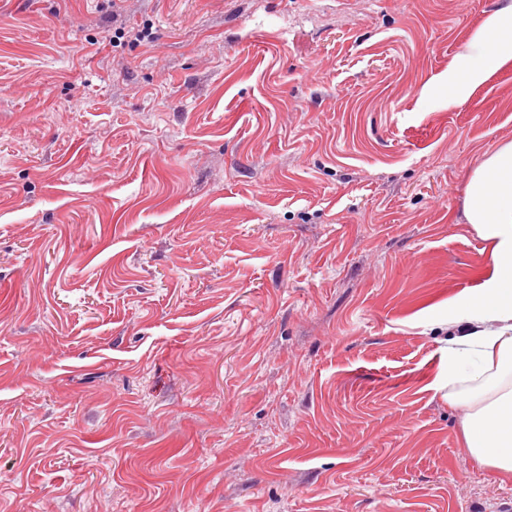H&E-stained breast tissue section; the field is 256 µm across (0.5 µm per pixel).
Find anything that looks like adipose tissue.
<instances>
[{"instance_id":"ef3b65f1","label":"adipose tissue","mask_w":512,"mask_h":512,"mask_svg":"<svg viewBox=\"0 0 512 512\" xmlns=\"http://www.w3.org/2000/svg\"><path fill=\"white\" fill-rule=\"evenodd\" d=\"M512 61V4L489 13L448 77L449 95L475 88ZM464 215L489 244V264L467 296L448 304V402L464 405V448L497 476L512 474V142L499 146L468 177Z\"/></svg>"}]
</instances>
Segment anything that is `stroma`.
<instances>
[{
	"mask_svg": "<svg viewBox=\"0 0 512 512\" xmlns=\"http://www.w3.org/2000/svg\"><path fill=\"white\" fill-rule=\"evenodd\" d=\"M502 2L0 0V512H512L435 387ZM512 60V4L489 13L472 34L467 51L458 58V67L448 76V94L455 96L462 83L471 89L480 86L489 72Z\"/></svg>",
	"mask_w": 512,
	"mask_h": 512,
	"instance_id": "obj_1",
	"label": "stroma"
}]
</instances>
